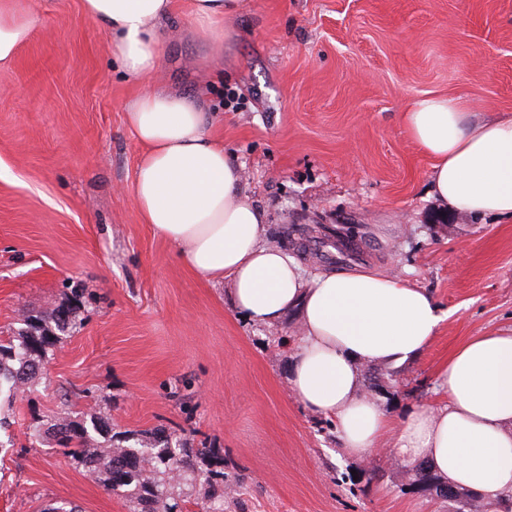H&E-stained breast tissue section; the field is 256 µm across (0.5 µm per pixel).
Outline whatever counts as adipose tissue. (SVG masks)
<instances>
[{
  "label": "adipose tissue",
  "instance_id": "ef3b65f1",
  "mask_svg": "<svg viewBox=\"0 0 512 512\" xmlns=\"http://www.w3.org/2000/svg\"><path fill=\"white\" fill-rule=\"evenodd\" d=\"M242 0H188V24L214 56ZM174 0H82L106 34L126 81L141 92L125 122L141 154L131 186L143 223L200 277L228 280L233 306L273 324L296 310L300 334L288 380L308 410L335 418L345 452L370 459L381 438L404 463L425 461L441 479L478 497L512 494V329L469 338L441 374L438 402L392 424L362 391L367 365L420 354L443 319L422 288L379 272L301 266L265 240L264 213L244 188V170L210 128L204 92L150 87L168 43ZM27 0H0V69L32 36ZM403 128L433 165L430 191L449 208L512 220V116L474 119L460 97L426 95L404 108Z\"/></svg>",
  "mask_w": 512,
  "mask_h": 512
}]
</instances>
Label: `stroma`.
I'll use <instances>...</instances> for the list:
<instances>
[{
    "mask_svg": "<svg viewBox=\"0 0 512 512\" xmlns=\"http://www.w3.org/2000/svg\"><path fill=\"white\" fill-rule=\"evenodd\" d=\"M37 23L0 70V336L22 311L77 301L85 322L31 389L0 400V512H128L46 429L96 415L116 448L162 430L211 449L224 512H457L388 450L349 457L332 418L290 394L296 312L268 325L228 282L199 278L141 222L125 188L140 147L124 106L140 93L81 0H29ZM205 105L242 163L265 240L306 275L373 269L427 291L446 318L427 348L382 364L368 389L393 422L438 399L470 337L512 328V222L448 209L401 124L427 93L479 117L512 115V0H245ZM204 42L164 53L156 84L195 93Z\"/></svg>",
    "mask_w": 512,
    "mask_h": 512,
    "instance_id": "stroma-1",
    "label": "stroma"
}]
</instances>
